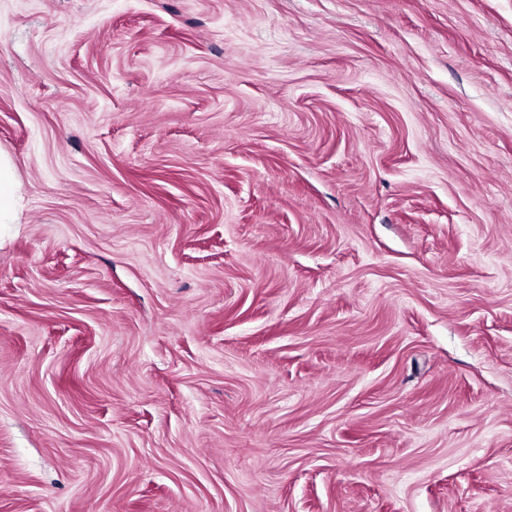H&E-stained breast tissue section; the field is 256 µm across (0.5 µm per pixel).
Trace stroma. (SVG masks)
<instances>
[{
    "mask_svg": "<svg viewBox=\"0 0 512 512\" xmlns=\"http://www.w3.org/2000/svg\"><path fill=\"white\" fill-rule=\"evenodd\" d=\"M0 512H512V0H0ZM17 199L18 183L12 162L0 151V225L15 224Z\"/></svg>",
    "mask_w": 512,
    "mask_h": 512,
    "instance_id": "35a3bbf8",
    "label": "stroma"
}]
</instances>
